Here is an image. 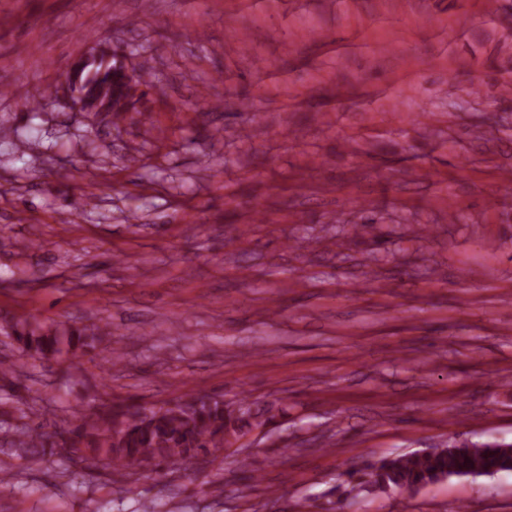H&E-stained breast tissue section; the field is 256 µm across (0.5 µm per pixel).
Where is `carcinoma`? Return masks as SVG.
<instances>
[{
    "label": "carcinoma",
    "instance_id": "cac0c4a2",
    "mask_svg": "<svg viewBox=\"0 0 512 512\" xmlns=\"http://www.w3.org/2000/svg\"><path fill=\"white\" fill-rule=\"evenodd\" d=\"M81 80L91 87L95 97L103 102L123 95L122 76L99 63L87 66ZM14 341L24 353L40 358L62 354H77L102 340L99 326H70L60 329L31 318H20L9 324ZM236 413L224 412V405L207 404L190 396L173 407H160L145 414L146 407L126 400L98 409L93 413L92 435L76 427L46 432L32 428L21 433L19 444L23 449L54 448L76 438L86 437L87 448L96 457L110 461L113 471L121 476L141 462H153L167 468L184 460L224 447V431L241 433L265 422L266 412L242 398ZM497 466L503 472L512 471V447L501 448L491 442H468L459 448H433L394 457H384L366 463L358 470H345L343 495L355 490L367 492H415L422 485L441 477L480 476L489 467Z\"/></svg>",
    "mask_w": 512,
    "mask_h": 512
}]
</instances>
